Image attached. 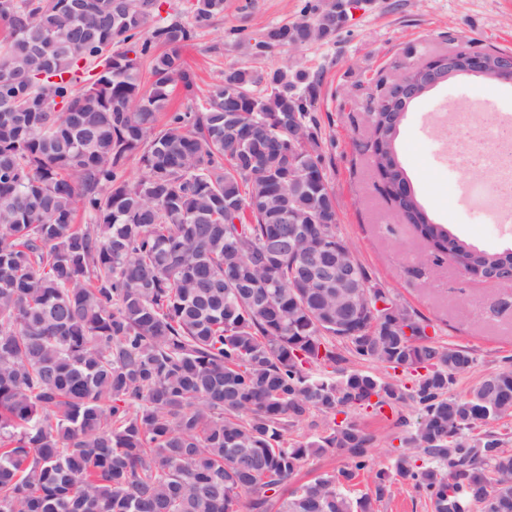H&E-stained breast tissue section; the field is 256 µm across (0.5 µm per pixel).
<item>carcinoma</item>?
Here are the masks:
<instances>
[{
    "instance_id": "cac0c4a2",
    "label": "carcinoma",
    "mask_w": 512,
    "mask_h": 512,
    "mask_svg": "<svg viewBox=\"0 0 512 512\" xmlns=\"http://www.w3.org/2000/svg\"><path fill=\"white\" fill-rule=\"evenodd\" d=\"M0 21V512H374L348 488L399 478L434 512H512V451L483 426L504 417L512 369L450 393L473 363L369 285L337 234L336 195L319 153L320 79L305 70L230 67L204 103L165 112L179 84L196 97L182 49L224 12L196 0L191 19L155 18L156 0H8ZM312 21L271 25L251 55L329 39L340 0ZM390 101L371 120L391 139ZM166 115L165 123L160 116ZM238 122L247 140H227ZM136 160L142 174L126 176ZM255 194L288 200L311 237L345 246L370 305L390 307L336 335V295L299 287L294 249L268 255L279 226ZM435 257L512 272V255L476 249L417 197L385 191ZM409 327L407 335L403 327ZM355 357L418 373L412 388L338 369ZM333 368L315 376L306 366ZM377 401L370 402V396ZM422 412L391 466L373 437L336 422L351 407ZM328 418L314 439L288 428ZM438 462L425 467L413 449ZM328 453L351 465L280 491Z\"/></svg>"
}]
</instances>
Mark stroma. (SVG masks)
<instances>
[{"label": "stroma", "mask_w": 512, "mask_h": 512, "mask_svg": "<svg viewBox=\"0 0 512 512\" xmlns=\"http://www.w3.org/2000/svg\"><path fill=\"white\" fill-rule=\"evenodd\" d=\"M316 0H224V12L198 32L183 57L197 75V96L228 67H280L320 73L315 111L322 159L336 193L338 233L349 243L370 283L416 312L439 345L468 350L474 363L452 387L460 394L485 376L512 365V282L471 278L455 265L415 266L422 243L403 224L360 143L371 133L366 98L378 78L390 77L455 47L489 46L512 53V0H360L335 36L257 59L240 38L268 25L311 20ZM512 113V86L457 77L431 90L406 112L396 140L399 159L417 197L435 222L487 251L512 248V223L498 222L499 201L472 169L466 148L487 113ZM351 418L373 435L376 466H388L401 429L391 413L355 409ZM375 512H432L411 484L393 482Z\"/></svg>", "instance_id": "35a3bbf8"}]
</instances>
